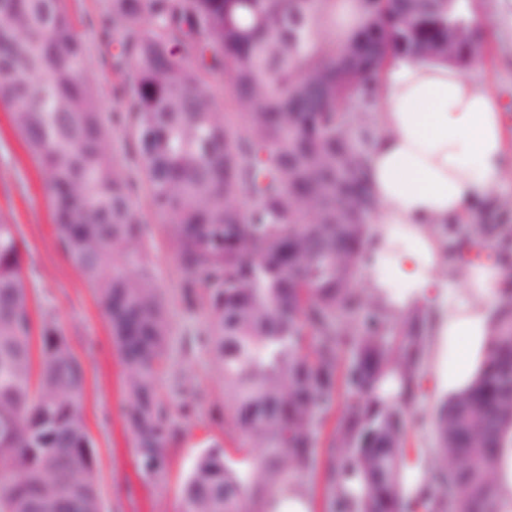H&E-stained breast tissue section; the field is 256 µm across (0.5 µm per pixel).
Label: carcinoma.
Returning <instances> with one entry per match:
<instances>
[{"label": "carcinoma", "instance_id": "1", "mask_svg": "<svg viewBox=\"0 0 512 512\" xmlns=\"http://www.w3.org/2000/svg\"><path fill=\"white\" fill-rule=\"evenodd\" d=\"M337 4L108 0L99 26L116 37L105 64L124 106L109 116L64 0H0V103L46 178L59 247L107 315L146 477L167 470L176 423L158 387L170 324L137 192L169 216L185 298L205 292L202 342L223 377L224 426L244 447L214 443L196 457L182 512L265 501L284 460L315 470L341 385L327 447L342 452L322 470L327 512H495L490 471L512 431V272L489 368L456 402H438L436 463L411 488L403 449L430 319L420 308L390 317L357 287L377 208L364 167L382 79L397 56L465 71L483 34L468 0L463 42L448 0H356V31L338 43ZM221 93L238 124L216 111ZM115 121L131 166L109 149ZM433 228L448 238L446 275L490 241L504 262L512 251V224ZM23 263L18 225L1 222L0 512H102L86 370L53 320L35 324Z\"/></svg>", "mask_w": 512, "mask_h": 512}]
</instances>
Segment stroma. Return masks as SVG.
<instances>
[{
  "label": "stroma",
  "mask_w": 512,
  "mask_h": 512,
  "mask_svg": "<svg viewBox=\"0 0 512 512\" xmlns=\"http://www.w3.org/2000/svg\"><path fill=\"white\" fill-rule=\"evenodd\" d=\"M79 37L97 63L98 84L106 111L119 109L115 81L103 61L112 41L101 33L98 20L107 0H67ZM495 93L512 120V39L496 28L469 69ZM135 204L144 220V239L156 284L168 298L172 327L167 369L160 382L172 405L177 432L171 443V464L165 476L145 478L138 470L132 437L123 419V369L110 326L98 297L77 267L61 251L52 219L46 180L29 154L8 112L0 108V221L18 225L24 243L23 276L30 289L35 318H54L86 369L82 409L92 441L103 512H181L182 486L195 457L214 441L226 447L238 442L224 432V415L217 411L222 375L200 338L208 321L206 305L183 299L184 275L165 233L166 218L150 209L144 197ZM191 375L190 391L174 383L179 371ZM434 379L425 373L417 416L408 447L430 457L434 446L431 413Z\"/></svg>",
  "instance_id": "stroma-1"
}]
</instances>
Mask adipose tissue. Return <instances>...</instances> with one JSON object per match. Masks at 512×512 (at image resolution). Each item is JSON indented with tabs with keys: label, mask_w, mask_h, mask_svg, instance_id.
I'll use <instances>...</instances> for the list:
<instances>
[{
	"label": "adipose tissue",
	"mask_w": 512,
	"mask_h": 512,
	"mask_svg": "<svg viewBox=\"0 0 512 512\" xmlns=\"http://www.w3.org/2000/svg\"><path fill=\"white\" fill-rule=\"evenodd\" d=\"M366 178L371 218L368 293L392 317L430 306L435 395L455 400L478 381L501 318L503 269L464 262L442 277L435 224H461L512 182V123L498 97L453 66L395 58L374 114ZM496 512H512V434L496 452Z\"/></svg>",
	"instance_id": "adipose-tissue-1"
}]
</instances>
